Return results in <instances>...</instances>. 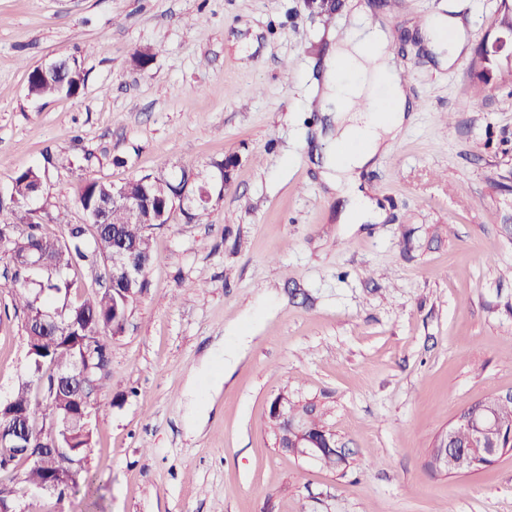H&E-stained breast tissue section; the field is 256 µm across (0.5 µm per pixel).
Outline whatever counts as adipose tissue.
Returning <instances> with one entry per match:
<instances>
[{"mask_svg":"<svg viewBox=\"0 0 512 512\" xmlns=\"http://www.w3.org/2000/svg\"><path fill=\"white\" fill-rule=\"evenodd\" d=\"M346 18L347 28L331 37L323 59L321 139L329 150L321 179L347 199L337 223L377 224L385 212L362 189L360 174L390 150L413 117L401 62L389 49L387 18L372 17L359 0H348ZM469 36L470 25L459 16H436L427 25L430 48L444 68L455 64Z\"/></svg>","mask_w":512,"mask_h":512,"instance_id":"adipose-tissue-1","label":"adipose tissue"}]
</instances>
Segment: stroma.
<instances>
[{
	"instance_id": "35a3bbf8",
	"label": "stroma",
	"mask_w": 512,
	"mask_h": 512,
	"mask_svg": "<svg viewBox=\"0 0 512 512\" xmlns=\"http://www.w3.org/2000/svg\"><path fill=\"white\" fill-rule=\"evenodd\" d=\"M500 0H375L407 67L413 123L365 178L387 217L340 224L320 180L317 101L344 11L311 0H0V210L38 168L42 234L85 223L98 179L194 174L207 211L174 202L92 398L101 512H512V452L432 471L465 408L512 392V81L475 89L472 52ZM471 18L439 68L423 37ZM148 48L145 69L131 62ZM79 60L77 95L36 99L30 68ZM69 158V167L47 156ZM235 157L230 182L219 170ZM0 243V400L27 380L24 318ZM248 346L215 353L230 328ZM281 394L315 403L350 449L331 470L275 446ZM470 29V24L460 16H436L430 20L427 25V38L441 68L454 65L467 48ZM447 32L448 40L445 39Z\"/></svg>"
}]
</instances>
